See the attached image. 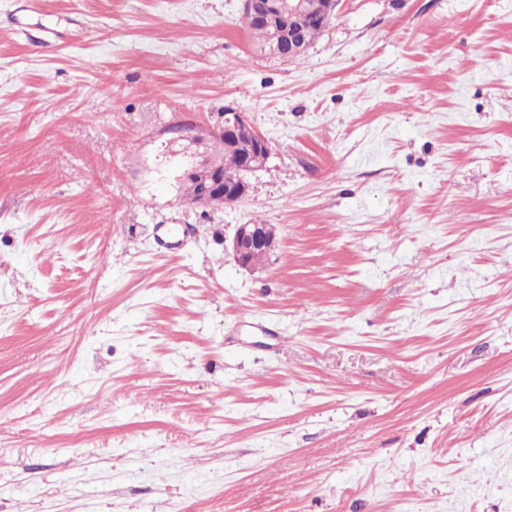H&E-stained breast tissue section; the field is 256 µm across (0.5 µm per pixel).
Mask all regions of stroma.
<instances>
[{
    "mask_svg": "<svg viewBox=\"0 0 512 512\" xmlns=\"http://www.w3.org/2000/svg\"><path fill=\"white\" fill-rule=\"evenodd\" d=\"M242 16L0 0V512H512V0ZM228 103L272 155L189 203ZM292 1L294 0H244L243 22L247 26L249 33L258 40L260 51L270 58H281L284 61H288L296 57L294 53L282 50V44L286 43V41L292 42L295 37L290 31L289 16L298 5L292 4ZM256 22H265L269 28L275 31L279 40L280 57L274 56L273 53L269 52L271 40L269 32L260 27L249 26ZM341 0H321L320 11L314 16L300 12L293 18V25L300 31L301 42L299 44V56L305 54L313 42L322 34L324 27L320 24H328L336 14ZM320 23V24H319ZM266 244H269L271 247L274 241L268 240L266 228L263 224H238L236 225L235 233L229 243V248L234 260L240 267L251 269L247 262L248 254L254 247L264 246ZM267 254V252L257 250L249 255L248 259L254 267H257L265 260Z\"/></svg>",
    "mask_w": 512,
    "mask_h": 512,
    "instance_id": "stroma-1",
    "label": "stroma"
}]
</instances>
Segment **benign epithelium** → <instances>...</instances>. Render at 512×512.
Wrapping results in <instances>:
<instances>
[{
	"label": "benign epithelium",
	"mask_w": 512,
	"mask_h": 512,
	"mask_svg": "<svg viewBox=\"0 0 512 512\" xmlns=\"http://www.w3.org/2000/svg\"><path fill=\"white\" fill-rule=\"evenodd\" d=\"M341 0H320V11L314 19L320 24H328L336 14ZM296 5L290 0H244L243 22L249 26L256 22H265L272 28L279 44L294 39L290 27L287 26V15L291 14ZM223 135L245 148V174L230 179L224 176V168L208 160L201 161L187 175L197 177L204 189L217 198L220 205H233L244 199L249 192L248 175L261 169L271 154V146L267 139L260 135L252 126L245 113L235 105H224V111L214 112L206 135H193L194 141H202L205 136ZM269 243L266 228L261 224H238L229 243L236 263L242 268H249L248 254L256 246Z\"/></svg>",
	"instance_id": "benign-epithelium-1"
}]
</instances>
